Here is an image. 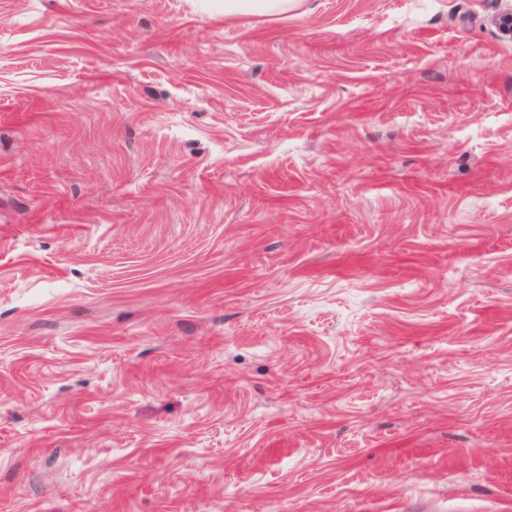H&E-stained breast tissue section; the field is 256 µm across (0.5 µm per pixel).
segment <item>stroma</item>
I'll return each instance as SVG.
<instances>
[{"instance_id": "obj_1", "label": "stroma", "mask_w": 512, "mask_h": 512, "mask_svg": "<svg viewBox=\"0 0 512 512\" xmlns=\"http://www.w3.org/2000/svg\"><path fill=\"white\" fill-rule=\"evenodd\" d=\"M512 0H0V512H512ZM221 2L225 18L237 16L279 17L295 9L300 0H211Z\"/></svg>"}]
</instances>
